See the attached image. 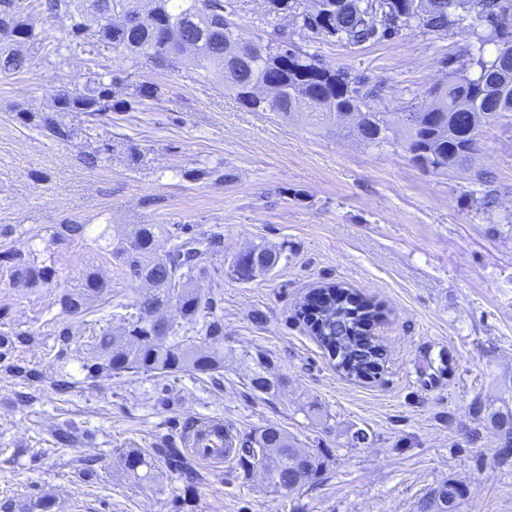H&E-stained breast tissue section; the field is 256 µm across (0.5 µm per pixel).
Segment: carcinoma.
Masks as SVG:
<instances>
[{
  "label": "carcinoma",
  "mask_w": 512,
  "mask_h": 512,
  "mask_svg": "<svg viewBox=\"0 0 512 512\" xmlns=\"http://www.w3.org/2000/svg\"><path fill=\"white\" fill-rule=\"evenodd\" d=\"M433 9L422 12L419 0H269L273 13L285 10L295 25L292 32L279 31L264 44L252 46L253 64L232 74L234 93L255 109L292 112L305 102L315 125L338 133L351 134L339 122L345 111H368L370 122L363 129L362 142L378 148L384 143H401L411 160L431 171L461 167L467 149L477 142L482 128L493 126L512 115V30L498 27L497 19L512 14V0H428ZM230 0H37L31 8L20 0H0V74H16L27 68L24 44H37L46 60L61 66L76 54L86 56L90 68L80 89L61 90L51 108L21 110L24 122L39 135L53 141L84 144L112 135L106 117L112 112H143L165 101V85H141L129 98H116L115 88L124 79L110 71L97 70V57L109 49L121 56L126 76L143 66L175 72L186 66L200 77L225 80L226 45L237 41L236 31L224 23V10ZM105 19L103 27L91 19ZM52 20L60 24L64 37L52 45L37 41L36 26ZM470 21L475 43L463 59L448 62L453 70L448 83L434 90L431 99L413 109L414 119L402 124L386 112H373L369 101L378 98L367 88L365 78L350 71L333 69L295 45L293 35L303 38L334 36L349 45L391 40L409 28L418 27L427 34L443 35L455 26ZM258 78L276 83L277 100L260 103L248 97L249 85ZM73 112L77 120L66 123L61 113ZM476 180L485 186L479 198L480 208L489 211L497 204V190L487 185L482 175ZM84 224H61L50 240L69 245L85 239ZM166 234L173 241L164 259H153L156 238ZM180 227L164 224H140L130 246L121 248L125 266L132 277L150 286V291L131 305L125 315L121 343L112 332H100L96 356L83 361L87 377L121 375L125 372L158 376L210 375L224 361V323L212 314L213 303L202 301L189 288L201 268L195 254L183 251ZM9 277L15 284L37 288L56 277L52 257L39 259L32 254L14 252ZM278 262V254L265 247H253L233 262V272L243 282L266 274ZM108 282L97 273L85 274L82 287L66 292L55 300L67 321L54 327L53 335L64 354L70 348L71 321L91 313V297L106 291ZM175 304L179 320H159L154 309ZM296 314L310 328L319 345L336 359V368L353 379H366L372 369L382 368L385 349L369 340V328L383 318L376 303L353 289L335 283L322 284L297 304ZM200 326L207 340L202 349L183 340L178 321ZM32 340L26 330L0 334V367L23 380L37 377L34 370L19 363L15 353ZM246 377L252 389L273 395L284 380L272 375L261 358L244 355ZM236 465L251 471L260 466L269 485L276 491L293 492L317 478L323 468L320 456L305 452L290 441L276 424H267L250 432L236 433ZM157 454L185 476L183 457L177 448H159ZM463 498L460 483L450 479L418 499L415 512H451Z\"/></svg>",
  "instance_id": "1"
}]
</instances>
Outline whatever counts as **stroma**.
Wrapping results in <instances>:
<instances>
[{
    "instance_id": "35a3bbf8",
    "label": "stroma",
    "mask_w": 512,
    "mask_h": 512,
    "mask_svg": "<svg viewBox=\"0 0 512 512\" xmlns=\"http://www.w3.org/2000/svg\"><path fill=\"white\" fill-rule=\"evenodd\" d=\"M240 37L266 40L286 28L263 0L226 12ZM473 41L468 25L447 35L419 28L383 43L350 46L319 36L303 50L381 87L377 110L399 112L448 79L450 59ZM83 59L57 67L34 58L0 75V332L30 331L17 357L41 374L21 383L0 370V512H28L50 497L53 512H415L430 488L455 480L460 512H512V451L491 415L512 407V118L485 128L471 163L433 172L402 148L375 149L334 135L305 113L254 111L212 78L143 67L120 97L164 84L155 112L112 115L102 162L79 161V145L46 139L21 110L48 105L60 87H82ZM220 167L223 181L201 177ZM486 174L499 204L482 211L473 178ZM87 225L86 240L51 244L49 230ZM138 224L185 226L199 252L194 285L224 321L217 379L145 374L89 378L84 358L100 328L119 330L143 289L121 259ZM262 245L278 265L249 282L231 272L237 254ZM51 253L56 277L41 288L10 281L11 251ZM109 283L74 323L58 357L50 334L62 293L87 272ZM342 283L384 305L376 327L387 357L377 378L347 379L334 368L295 306L311 288ZM267 359L287 385L277 395L245 383L242 352ZM72 383L53 389L58 376ZM33 394L20 401L19 392ZM218 419L239 430L269 423L318 454L323 470L299 491L274 492L262 473L196 464L187 487L161 462L130 472L129 452L150 454L183 421ZM363 429L371 438L353 444Z\"/></svg>"
}]
</instances>
